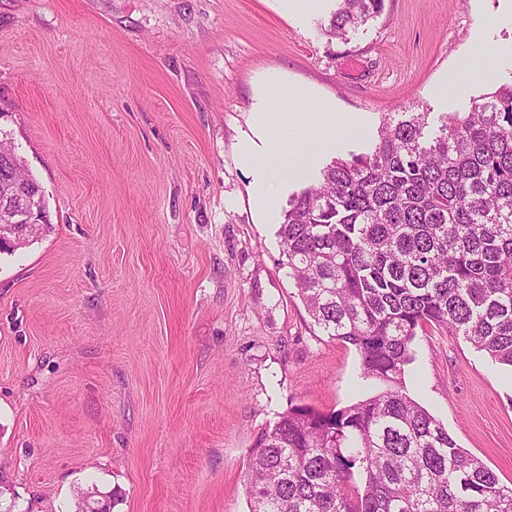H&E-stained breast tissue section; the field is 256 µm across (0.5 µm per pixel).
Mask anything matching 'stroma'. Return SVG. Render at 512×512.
<instances>
[{
  "label": "stroma",
  "instance_id": "obj_1",
  "mask_svg": "<svg viewBox=\"0 0 512 512\" xmlns=\"http://www.w3.org/2000/svg\"><path fill=\"white\" fill-rule=\"evenodd\" d=\"M336 8L286 0H0V132L50 225L0 254V505L73 512H248L250 448L291 405L381 390L314 327L283 263L288 203L381 116H439L512 82V0H385L348 41ZM477 47L492 78L439 91ZM357 116L273 181L241 153L315 130L257 123L269 87ZM265 186L268 208L254 192ZM407 393L512 484V368L462 337L419 334Z\"/></svg>",
  "mask_w": 512,
  "mask_h": 512
}]
</instances>
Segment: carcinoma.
I'll list each match as a JSON object with an SVG mask.
<instances>
[{
  "mask_svg": "<svg viewBox=\"0 0 512 512\" xmlns=\"http://www.w3.org/2000/svg\"><path fill=\"white\" fill-rule=\"evenodd\" d=\"M336 2L324 32L341 40L384 5ZM429 116L385 114L369 151L334 158L289 202L278 235L297 296L385 388L281 414L249 451L250 512H512V485L404 383L432 325L512 368V83L433 131ZM17 162H0V186L41 191Z\"/></svg>",
  "mask_w": 512,
  "mask_h": 512,
  "instance_id": "cac0c4a2",
  "label": "carcinoma"
}]
</instances>
